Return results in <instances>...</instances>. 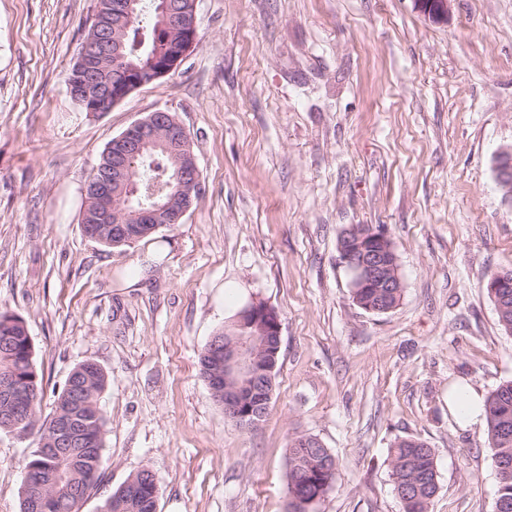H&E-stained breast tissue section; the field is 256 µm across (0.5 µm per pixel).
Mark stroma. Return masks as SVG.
<instances>
[{
  "instance_id": "obj_1",
  "label": "stroma",
  "mask_w": 512,
  "mask_h": 512,
  "mask_svg": "<svg viewBox=\"0 0 512 512\" xmlns=\"http://www.w3.org/2000/svg\"><path fill=\"white\" fill-rule=\"evenodd\" d=\"M97 0H0V310L26 323L48 416L72 369L107 385L101 512L150 468L158 512H288L290 440L338 461L315 512H403L390 450L435 454L429 512H494L485 424L448 392L512 381V335L486 288L512 269V201L495 155L512 145V0H198V42L170 74L107 112L67 76ZM164 110L185 127L202 190L181 223L108 248L87 238L84 185L103 150ZM353 224L394 243L404 292L356 306L338 262ZM281 323L257 428L227 420L199 355L248 302ZM36 437L0 432V512H20Z\"/></svg>"
}]
</instances>
